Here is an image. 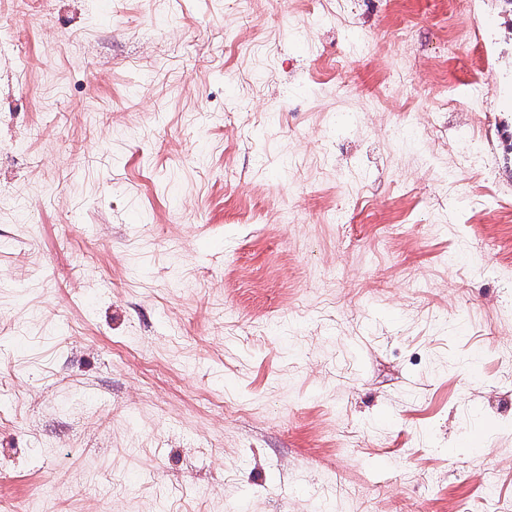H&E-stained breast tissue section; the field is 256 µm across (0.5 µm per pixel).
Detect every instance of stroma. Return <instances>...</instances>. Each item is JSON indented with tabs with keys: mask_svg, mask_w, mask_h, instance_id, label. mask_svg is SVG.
Instances as JSON below:
<instances>
[{
	"mask_svg": "<svg viewBox=\"0 0 512 512\" xmlns=\"http://www.w3.org/2000/svg\"><path fill=\"white\" fill-rule=\"evenodd\" d=\"M17 187L0 512L512 507L504 0H0Z\"/></svg>",
	"mask_w": 512,
	"mask_h": 512,
	"instance_id": "35a3bbf8",
	"label": "stroma"
}]
</instances>
